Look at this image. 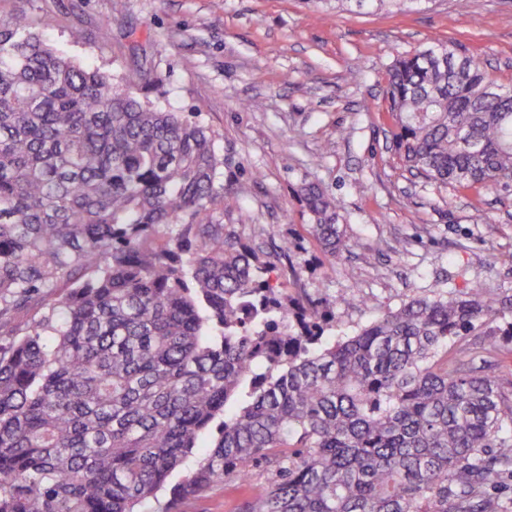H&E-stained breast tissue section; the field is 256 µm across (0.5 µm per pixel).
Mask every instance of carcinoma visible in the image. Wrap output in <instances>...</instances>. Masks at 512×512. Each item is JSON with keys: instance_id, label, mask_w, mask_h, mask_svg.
<instances>
[{"instance_id": "1", "label": "carcinoma", "mask_w": 512, "mask_h": 512, "mask_svg": "<svg viewBox=\"0 0 512 512\" xmlns=\"http://www.w3.org/2000/svg\"><path fill=\"white\" fill-rule=\"evenodd\" d=\"M47 26L0 21V512H181L258 478L238 512H512V393L448 362L459 336L512 337V292L436 288L325 337L218 218L211 133ZM384 109L404 168L512 186V83L458 45L397 59ZM302 196L341 255L335 200Z\"/></svg>"}]
</instances>
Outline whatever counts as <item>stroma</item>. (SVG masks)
Listing matches in <instances>:
<instances>
[{
	"mask_svg": "<svg viewBox=\"0 0 512 512\" xmlns=\"http://www.w3.org/2000/svg\"><path fill=\"white\" fill-rule=\"evenodd\" d=\"M20 11L49 16L50 41L81 61L120 75L147 68L150 100L212 132L226 229L274 257L286 293L335 311L326 335L352 334L432 288L512 289V191L460 194L407 171L383 110L388 66L438 40L512 81V0H423L393 16L321 13L304 0H125L119 13L111 0H0V19ZM74 27L84 42H70ZM310 183L337 203L350 241L339 257L309 233ZM283 243L287 256H276ZM345 295L354 305H340ZM495 342L489 351L463 336L448 357L468 353L507 386L512 338Z\"/></svg>",
	"mask_w": 512,
	"mask_h": 512,
	"instance_id": "1",
	"label": "stroma"
}]
</instances>
